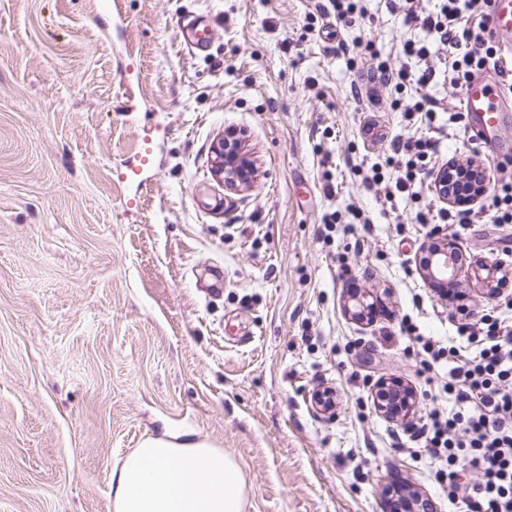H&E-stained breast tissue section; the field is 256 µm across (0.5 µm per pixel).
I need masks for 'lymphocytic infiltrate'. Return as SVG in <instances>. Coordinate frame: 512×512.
I'll return each instance as SVG.
<instances>
[{
	"label": "lymphocytic infiltrate",
	"instance_id": "1",
	"mask_svg": "<svg viewBox=\"0 0 512 512\" xmlns=\"http://www.w3.org/2000/svg\"><path fill=\"white\" fill-rule=\"evenodd\" d=\"M404 2L405 24L452 50L454 84L496 68L499 53L488 35V0H439L438 10L429 13L418 10L415 0ZM402 51L418 58L420 68L394 69L378 61L383 81L398 91L429 86L435 71L427 63V44L407 42ZM437 148L430 137L392 140L387 162L401 170L396 192L414 195L417 179ZM457 333L455 344L433 336L414 339L424 370L448 366L447 376L434 386L447 395L448 407L430 413L417 439L450 505H463L466 512H512V320L487 314L461 324ZM468 468L475 478L462 479Z\"/></svg>",
	"mask_w": 512,
	"mask_h": 512
}]
</instances>
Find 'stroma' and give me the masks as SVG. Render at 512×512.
<instances>
[{
  "label": "stroma",
  "mask_w": 512,
  "mask_h": 512,
  "mask_svg": "<svg viewBox=\"0 0 512 512\" xmlns=\"http://www.w3.org/2000/svg\"><path fill=\"white\" fill-rule=\"evenodd\" d=\"M315 5L0 0V512H112L113 465L166 431L240 461L247 512H383L398 483L450 512L411 438L434 402L400 327L452 340L466 319L512 315V278L490 297L473 277L512 263V223L483 199L462 227L413 218L443 208L433 174L449 159L493 186L502 172L448 121L462 99L444 50L428 60L439 134L392 110L370 58L339 51L362 38L419 68L398 53L426 37L400 0L311 31ZM189 13L215 21L206 51L179 39ZM230 130L256 166L241 192L211 172ZM431 135L417 198L389 195L391 138ZM145 138L154 165L132 182ZM436 233L468 256L466 313L415 266ZM355 292L372 318L347 314ZM390 377L416 393L410 424L375 409ZM319 387L333 414L313 408Z\"/></svg>",
  "instance_id": "1"
}]
</instances>
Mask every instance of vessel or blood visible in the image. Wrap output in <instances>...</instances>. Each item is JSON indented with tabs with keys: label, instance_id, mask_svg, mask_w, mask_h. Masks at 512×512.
<instances>
[{
	"label": "vessel or blood",
	"instance_id": "b4317fda",
	"mask_svg": "<svg viewBox=\"0 0 512 512\" xmlns=\"http://www.w3.org/2000/svg\"><path fill=\"white\" fill-rule=\"evenodd\" d=\"M489 18L493 40L502 51L512 54V0H489ZM212 34V22L200 16L187 17L181 29L184 44L197 51L209 47ZM462 103L470 138L482 145L491 160L503 158L497 132L505 113L512 112V97L507 95L502 78L474 76L462 89Z\"/></svg>",
	"mask_w": 512,
	"mask_h": 512
}]
</instances>
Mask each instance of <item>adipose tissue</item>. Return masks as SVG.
I'll use <instances>...</instances> for the list:
<instances>
[{
    "instance_id": "obj_1",
    "label": "adipose tissue",
    "mask_w": 512,
    "mask_h": 512,
    "mask_svg": "<svg viewBox=\"0 0 512 512\" xmlns=\"http://www.w3.org/2000/svg\"><path fill=\"white\" fill-rule=\"evenodd\" d=\"M113 512H244L245 472L223 449L144 440L112 469Z\"/></svg>"
}]
</instances>
